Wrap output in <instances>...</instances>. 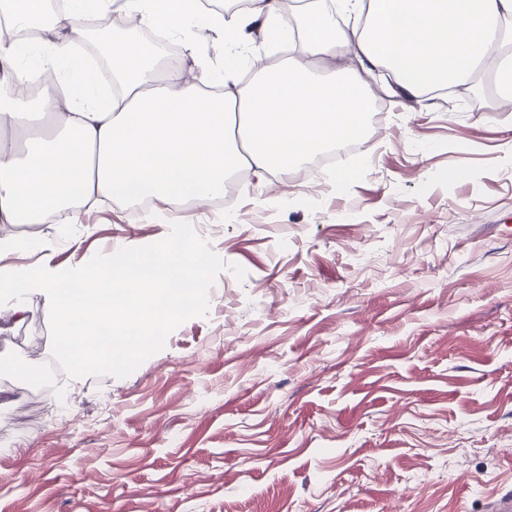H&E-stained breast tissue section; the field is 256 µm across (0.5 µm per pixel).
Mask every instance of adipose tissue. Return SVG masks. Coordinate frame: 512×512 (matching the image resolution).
Listing matches in <instances>:
<instances>
[{
  "label": "adipose tissue",
  "mask_w": 512,
  "mask_h": 512,
  "mask_svg": "<svg viewBox=\"0 0 512 512\" xmlns=\"http://www.w3.org/2000/svg\"><path fill=\"white\" fill-rule=\"evenodd\" d=\"M0 0L19 30L42 27L29 55L0 46V86L21 83L35 56L46 87L36 105L0 103V224L80 223L103 197L204 206L228 175L285 173L303 158L361 133L369 78L386 70L413 97L466 84L497 63L512 99V0H310L299 22L281 0H248L221 12L201 0ZM119 7L138 27L164 33L148 44L111 43L112 90L74 52L85 18ZM214 32L216 67L193 48L190 71L168 61L171 40ZM289 45L287 62L258 66L252 32ZM355 65L335 67L337 48ZM256 77L239 84L242 67Z\"/></svg>",
  "instance_id": "obj_1"
}]
</instances>
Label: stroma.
<instances>
[{"mask_svg":"<svg viewBox=\"0 0 512 512\" xmlns=\"http://www.w3.org/2000/svg\"><path fill=\"white\" fill-rule=\"evenodd\" d=\"M365 152L158 203L244 278L125 378L63 377L49 309L0 306V512H490L512 489V105L371 81ZM12 263L72 265L167 227L107 203Z\"/></svg>","mask_w":512,"mask_h":512,"instance_id":"1","label":"stroma"}]
</instances>
